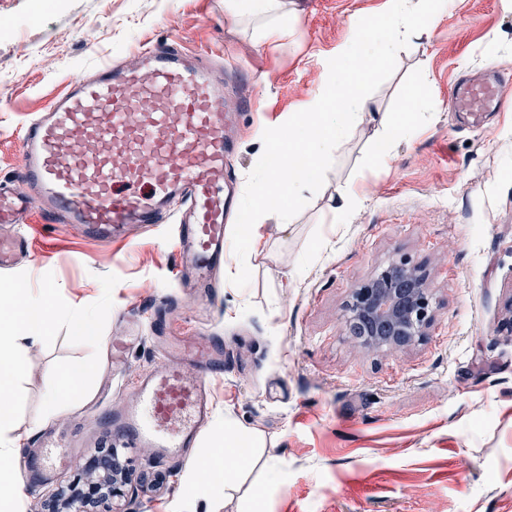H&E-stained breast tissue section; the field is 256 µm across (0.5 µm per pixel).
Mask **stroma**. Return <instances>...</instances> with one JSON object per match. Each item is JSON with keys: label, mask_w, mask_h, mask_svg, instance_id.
I'll use <instances>...</instances> for the list:
<instances>
[{"label": "stroma", "mask_w": 512, "mask_h": 512, "mask_svg": "<svg viewBox=\"0 0 512 512\" xmlns=\"http://www.w3.org/2000/svg\"><path fill=\"white\" fill-rule=\"evenodd\" d=\"M301 2L287 37L267 43L224 0H57L45 11L0 0V20L14 26L0 41V179L22 163L16 129L26 114L48 108L73 75L173 39L235 61L229 85L257 101L236 112L229 157L248 198L271 138L288 136L291 116L331 87L346 47L394 6ZM488 69L510 84L502 110L475 126L449 111L448 88ZM369 96L374 112L418 110L390 157L376 159L377 124L364 121L335 149L327 182L286 198L291 224L265 221L261 255L231 241L212 292L174 279L172 219L104 244L40 210L24 217L32 249L17 271L34 287L53 273L74 307L100 299V276H118L104 336L130 343L117 356L104 348L88 396L44 423L53 364L90 351L62 333L49 346L27 344L18 457L39 455L47 433L79 446L53 479L19 476L21 512H46L103 439L132 476L94 512H512V333L502 327L512 296V0H445L428 38L382 62ZM347 184L364 201L333 213ZM400 257L428 273L434 320L409 349L365 350L346 334L343 306L358 282ZM197 333L224 342L212 422L184 456L124 447L101 415L135 403L138 380L163 362L164 337ZM226 420L263 441L241 449L228 487L199 468Z\"/></svg>", "instance_id": "obj_1"}]
</instances>
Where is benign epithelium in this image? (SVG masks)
Instances as JSON below:
<instances>
[{"label":"benign epithelium","mask_w":512,"mask_h":512,"mask_svg":"<svg viewBox=\"0 0 512 512\" xmlns=\"http://www.w3.org/2000/svg\"><path fill=\"white\" fill-rule=\"evenodd\" d=\"M433 319L428 276L406 257L389 262L352 288L343 309L347 335L373 351L414 345ZM84 468V485L59 492L54 512H88L90 503L126 483V472L115 451L108 461L97 455L89 458Z\"/></svg>","instance_id":"1"}]
</instances>
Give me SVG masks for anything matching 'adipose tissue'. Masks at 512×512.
<instances>
[{
  "instance_id": "1",
  "label": "adipose tissue",
  "mask_w": 512,
  "mask_h": 512,
  "mask_svg": "<svg viewBox=\"0 0 512 512\" xmlns=\"http://www.w3.org/2000/svg\"><path fill=\"white\" fill-rule=\"evenodd\" d=\"M224 5L232 13L257 19L260 41L278 42L288 35L285 0H225ZM439 17L438 0H428L424 5L417 0H394L392 14L368 28L364 39L347 49L331 93L322 103L293 115L291 136L275 138L267 173L254 184L243 208L249 221L234 227L239 237L258 244L263 238L259 220L263 214L275 217L278 223H290L291 212L283 203L285 192L313 187L328 179L334 146L365 120L370 101L366 92L369 76L383 59L397 53L406 39L430 33Z\"/></svg>"
}]
</instances>
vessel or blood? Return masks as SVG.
<instances>
[{"mask_svg": "<svg viewBox=\"0 0 512 512\" xmlns=\"http://www.w3.org/2000/svg\"><path fill=\"white\" fill-rule=\"evenodd\" d=\"M452 103L476 119L499 111L501 82L493 73L455 80ZM226 115L223 64L173 42L142 50L135 64L107 61L75 76L20 128L22 165L0 181V270L29 248L17 222L32 206L50 223L83 225L90 239L109 243L161 223L178 203L176 276L214 287L236 210ZM190 365L197 376L187 375ZM223 374L221 339L177 337L139 381L137 404L113 406V434L132 448L181 455L208 426V383ZM69 464L27 458L21 468L40 481Z\"/></svg>", "mask_w": 512, "mask_h": 512, "instance_id": "vessel-or-blood-1", "label": "vessel or blood"}]
</instances>
